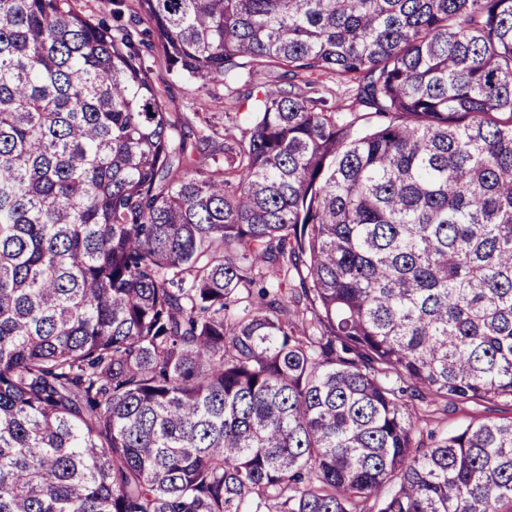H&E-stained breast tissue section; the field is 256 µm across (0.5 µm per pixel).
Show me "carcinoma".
<instances>
[{
    "label": "carcinoma",
    "mask_w": 512,
    "mask_h": 512,
    "mask_svg": "<svg viewBox=\"0 0 512 512\" xmlns=\"http://www.w3.org/2000/svg\"><path fill=\"white\" fill-rule=\"evenodd\" d=\"M108 2L0 0V512H512V0ZM145 65L161 92L163 104L168 112L185 113L204 112V116L216 125L222 133L224 127L232 126L224 114V99L229 91L223 83L212 82L203 89L198 84L186 82L167 72L162 50L155 46L145 57ZM410 404L420 415H430L421 422L413 437L414 445L424 448L471 422L512 417V402L504 400L473 402L452 399L448 400V404L439 402L429 406L426 402L412 400Z\"/></svg>",
    "instance_id": "carcinoma-1"
}]
</instances>
